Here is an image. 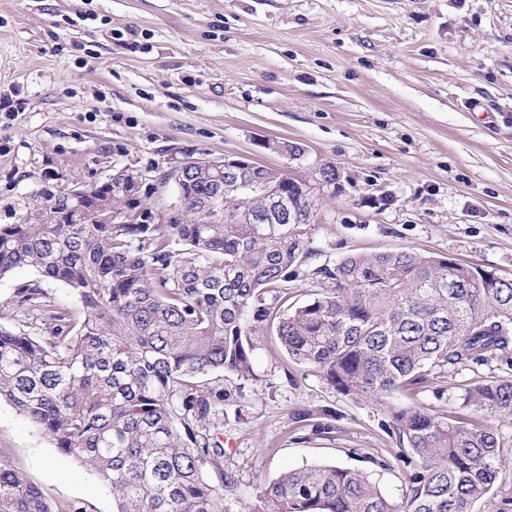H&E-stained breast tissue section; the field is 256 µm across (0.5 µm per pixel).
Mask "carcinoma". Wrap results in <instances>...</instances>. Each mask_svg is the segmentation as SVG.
Returning <instances> with one entry per match:
<instances>
[{"label": "carcinoma", "instance_id": "carcinoma-1", "mask_svg": "<svg viewBox=\"0 0 512 512\" xmlns=\"http://www.w3.org/2000/svg\"><path fill=\"white\" fill-rule=\"evenodd\" d=\"M178 175L180 210L149 223L115 192L105 204L38 194L0 224V278L18 268L73 290L74 315L38 284L16 289L32 313L0 322V400L112 492L113 512H224V402L219 375H254L257 338L321 374L339 394L387 413L416 458L400 500L358 470L310 465L263 492L265 512H474L512 455L490 418L512 419V377L464 384L470 413L402 405L450 367L485 365L512 344V280L434 253L350 254L315 268L291 300L318 196L305 178L258 165L196 163ZM248 186L242 194L224 183ZM295 223H288V214ZM115 223H108L109 219ZM330 437L336 413L297 411ZM0 512H59L0 466Z\"/></svg>", "mask_w": 512, "mask_h": 512}]
</instances>
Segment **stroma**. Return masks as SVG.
<instances>
[{"label":"stroma","mask_w":512,"mask_h":512,"mask_svg":"<svg viewBox=\"0 0 512 512\" xmlns=\"http://www.w3.org/2000/svg\"><path fill=\"white\" fill-rule=\"evenodd\" d=\"M0 224L42 189H83L119 172L145 209L178 205L170 174L191 158L246 156L309 176L332 162L291 288L352 253L411 249L512 279V0H0ZM285 141L301 158L273 152ZM473 373L448 370L459 410ZM226 512L288 469L332 464L399 496L407 449L378 407L354 402L261 339L255 376L225 373ZM336 413L334 437L300 438V409ZM0 464L53 503L112 512L111 493L0 402Z\"/></svg>","instance_id":"stroma-1"}]
</instances>
